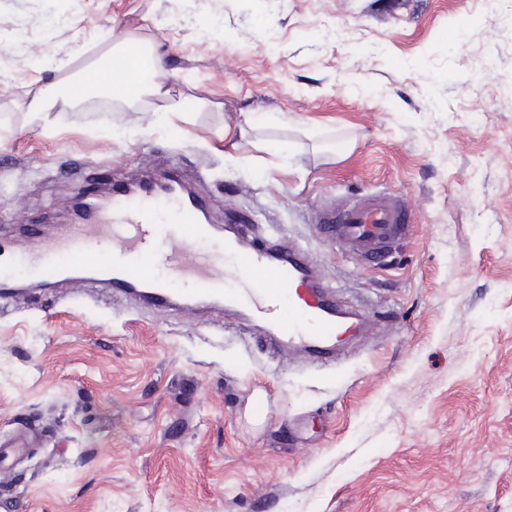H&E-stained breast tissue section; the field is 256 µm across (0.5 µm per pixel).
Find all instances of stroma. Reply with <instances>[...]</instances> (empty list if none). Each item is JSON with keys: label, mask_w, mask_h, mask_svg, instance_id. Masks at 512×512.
Instances as JSON below:
<instances>
[{"label": "stroma", "mask_w": 512, "mask_h": 512, "mask_svg": "<svg viewBox=\"0 0 512 512\" xmlns=\"http://www.w3.org/2000/svg\"><path fill=\"white\" fill-rule=\"evenodd\" d=\"M155 43L159 101L71 105L47 84ZM0 251L66 224L89 183L176 164L215 224L307 249L371 336L330 369L238 319L58 284L0 307V479L22 512H512V0H0ZM384 191L412 221L388 265L316 229ZM265 396L262 424L249 402ZM33 435H19L8 441L0 440V472L5 475V470L1 469V464L19 461L32 448Z\"/></svg>", "instance_id": "obj_1"}]
</instances>
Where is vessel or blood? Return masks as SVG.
I'll use <instances>...</instances> for the list:
<instances>
[{"label":"vessel or blood","instance_id":"1","mask_svg":"<svg viewBox=\"0 0 512 512\" xmlns=\"http://www.w3.org/2000/svg\"><path fill=\"white\" fill-rule=\"evenodd\" d=\"M206 208L205 197L187 194L177 178L134 187L117 181L100 210L36 241L23 263L50 279L78 267L94 269L96 284L160 311L224 310L253 323L278 355L301 354L324 369L335 366L343 337L368 335L367 320L337 305L303 250L292 245L287 257L275 258L274 244L243 223L231 224L223 244H212L211 227L202 221ZM317 229L379 266L411 226L398 197L371 194L322 211ZM228 274L236 281L229 289ZM175 278L185 289L172 288ZM32 442L27 434L0 440V465L20 460Z\"/></svg>","mask_w":512,"mask_h":512}]
</instances>
